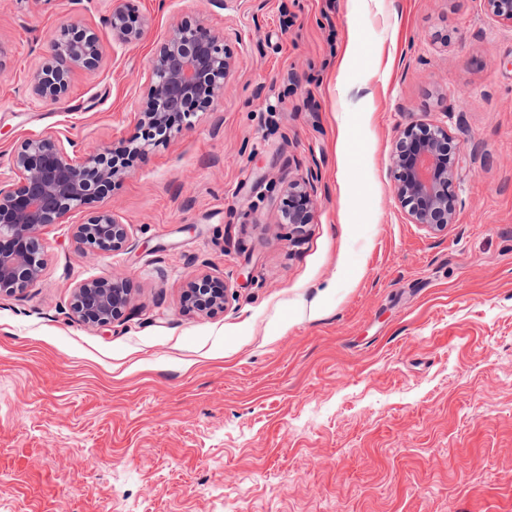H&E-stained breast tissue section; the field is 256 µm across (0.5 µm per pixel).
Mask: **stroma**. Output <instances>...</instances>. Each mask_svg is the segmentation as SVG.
I'll return each instance as SVG.
<instances>
[{
	"label": "stroma",
	"instance_id": "stroma-1",
	"mask_svg": "<svg viewBox=\"0 0 512 512\" xmlns=\"http://www.w3.org/2000/svg\"><path fill=\"white\" fill-rule=\"evenodd\" d=\"M0 0V173L24 138L89 151L140 137L160 40L223 33L222 96L133 159L107 197L43 232L45 266L0 298V512H512V26L485 0ZM99 67L57 102L28 75L66 25ZM356 55L336 62L347 41ZM443 125L454 224L394 194L399 130ZM312 180L311 224L284 223ZM112 209L121 251L72 226ZM221 310L186 312L202 273ZM120 274L105 328L71 317L80 282ZM106 22L112 32L113 41L129 45L138 43L143 39L145 23L139 27L130 23L128 0L112 1V8ZM73 226V236L82 255L117 252L129 241L128 224H124L110 209L90 212L80 224Z\"/></svg>",
	"mask_w": 512,
	"mask_h": 512
}]
</instances>
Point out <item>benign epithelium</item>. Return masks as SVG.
Masks as SVG:
<instances>
[{
	"label": "benign epithelium",
	"mask_w": 512,
	"mask_h": 512,
	"mask_svg": "<svg viewBox=\"0 0 512 512\" xmlns=\"http://www.w3.org/2000/svg\"><path fill=\"white\" fill-rule=\"evenodd\" d=\"M498 20L512 25V0H485ZM106 22L112 40L129 45L143 39L145 29L130 23L128 0H112ZM102 60L98 34L70 24L42 49V62L28 77L33 97L58 101L68 93L77 71H93ZM233 68L224 37L197 20L175 24L151 59L140 123L147 141L162 143L180 128L169 121L184 107L194 110L214 103ZM451 137L442 126L411 122L400 130L393 154L395 194L410 221L440 231L454 223V190L458 162L448 152ZM74 142L52 132L23 139L14 149L10 175L0 176V295L20 293L37 284L43 273L41 235L50 224H67L74 209L107 196L125 177L118 155L99 147L74 156ZM314 192L309 182L288 186L282 216L287 224L312 221ZM73 236L83 255H102L125 248L129 225L110 209L88 213L74 225ZM225 284L204 274L191 282L184 302L188 310L209 312L224 307ZM127 279L114 274L79 283L71 302L76 322L107 327L120 319L130 302Z\"/></svg>",
	"instance_id": "1"
}]
</instances>
